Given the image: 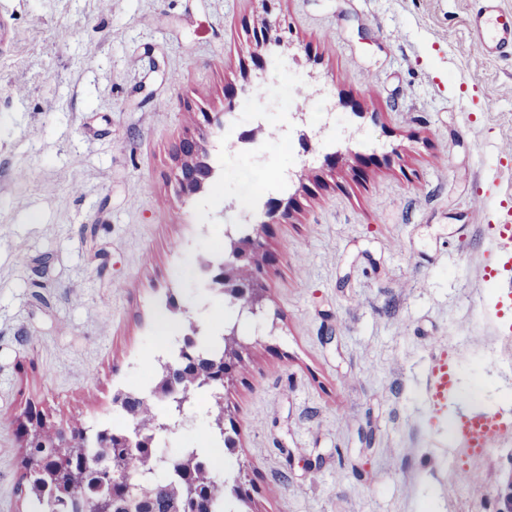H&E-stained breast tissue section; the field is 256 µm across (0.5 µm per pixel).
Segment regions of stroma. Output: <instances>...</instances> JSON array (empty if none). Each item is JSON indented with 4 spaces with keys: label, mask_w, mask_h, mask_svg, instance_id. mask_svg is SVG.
<instances>
[{
    "label": "stroma",
    "mask_w": 512,
    "mask_h": 512,
    "mask_svg": "<svg viewBox=\"0 0 512 512\" xmlns=\"http://www.w3.org/2000/svg\"><path fill=\"white\" fill-rule=\"evenodd\" d=\"M472 0H278L288 71L268 68L269 131L249 152H212L202 201L174 179L186 131L243 85L261 0H0V512L27 495L15 418L38 405L60 425L129 427L116 387L157 377L167 295L208 324L239 321L250 348L221 395L237 426L217 476L245 474L249 512H503L512 429L482 454L428 409L432 359L458 363L456 404L512 409V311L483 269L491 223L512 200V57L483 58ZM341 102L355 147L397 150L364 172L322 170L285 144L307 73ZM311 194L266 239L267 320L238 318L198 279L224 251L226 200L273 194L281 173ZM175 454L217 448L203 408L161 435Z\"/></svg>",
    "instance_id": "stroma-1"
}]
</instances>
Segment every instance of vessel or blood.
I'll return each mask as SVG.
<instances>
[{
	"mask_svg": "<svg viewBox=\"0 0 512 512\" xmlns=\"http://www.w3.org/2000/svg\"><path fill=\"white\" fill-rule=\"evenodd\" d=\"M477 5L468 14L467 29L477 51L486 58L512 56V8L502 0H476ZM497 247L495 265L486 269V277H500L504 301L512 300V205L501 208L494 226ZM456 373L447 356L433 359L430 368L428 398L432 410L446 414L448 400L456 393ZM512 428V419L499 411H471L463 413L456 422V431L467 448L479 453L489 448L506 430Z\"/></svg>",
	"mask_w": 512,
	"mask_h": 512,
	"instance_id": "vessel-or-blood-1",
	"label": "vessel or blood"
}]
</instances>
